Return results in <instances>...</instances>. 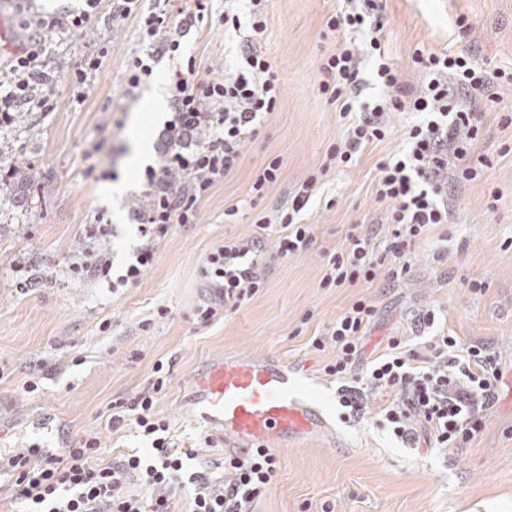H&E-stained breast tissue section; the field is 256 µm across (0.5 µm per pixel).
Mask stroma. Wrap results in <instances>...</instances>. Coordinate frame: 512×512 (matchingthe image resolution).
<instances>
[{
	"mask_svg": "<svg viewBox=\"0 0 512 512\" xmlns=\"http://www.w3.org/2000/svg\"><path fill=\"white\" fill-rule=\"evenodd\" d=\"M385 50L413 85L425 76L412 67L416 50L461 51L479 67L512 72V0H378ZM339 0H267V30L260 40L280 79L274 115L258 138L243 147L237 170L202 204L199 223L174 229L157 263L130 287L111 291L68 270V255L86 224L105 213L112 228L110 251L122 261L136 243L131 207L142 193L131 166L132 135H142L155 162L158 135L168 112H143L154 90H168L176 61L156 62L150 81L125 94L131 51L139 48L134 19H113V0H103L86 32L47 34L42 58L51 106L30 103L0 124V454L32 442L60 448L86 431L100 429L102 458L138 450L134 430L107 428L110 402L143 390L155 361L171 367V382L156 404L180 446H194L206 428L194 405L198 381L213 364L257 356L281 360L307 374L320 390L329 438L314 433L299 447L276 451V473L255 503V512H512V84L496 86L495 101L482 102L477 151L492 165L485 180L456 186L447 226L435 227L413 248L411 268L395 287L359 285L324 289L325 252L345 246L352 225L380 228L386 206L375 195V166L403 143L412 120L395 112L390 138L370 145L353 166L334 167L301 213L315 225L305 254L282 261L270 256L268 283L250 301L205 327L193 313L205 290L200 264L214 244L245 238L257 213L287 205L298 185L316 171L329 144L344 132L335 106L317 95L319 62L336 50L325 31ZM248 0H238L242 26L225 31L219 22L192 28L184 50L201 59L214 77L241 62L251 32ZM465 18L468 29L457 26ZM101 56L88 72L86 96L76 101L75 70ZM117 147L112 156L93 155L99 143ZM280 158L276 182L258 209L237 218L225 210L246 199L266 160ZM15 177H7V167ZM487 284L470 290L471 280ZM375 315L361 339L362 359L385 352L393 337H406L428 354L434 332L448 331L463 344L486 343L502 375L498 402L485 411L480 432L466 448L443 452L405 448L378 424L376 408L389 393L368 396L364 417L340 418L337 384L324 368L333 346L316 350L313 336L357 299ZM171 319L154 320L158 306ZM435 310L434 327L417 331L420 314ZM151 320L149 331L141 323ZM39 377L40 391L23 390Z\"/></svg>",
	"mask_w": 512,
	"mask_h": 512,
	"instance_id": "1",
	"label": "stroma"
}]
</instances>
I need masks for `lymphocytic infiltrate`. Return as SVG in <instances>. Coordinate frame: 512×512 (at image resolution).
<instances>
[{"label":"lymphocytic infiltrate","mask_w":512,"mask_h":512,"mask_svg":"<svg viewBox=\"0 0 512 512\" xmlns=\"http://www.w3.org/2000/svg\"><path fill=\"white\" fill-rule=\"evenodd\" d=\"M262 0H252V35L243 49V65L224 77H201L195 57L182 56L186 28L215 17L225 27L238 28L233 8L212 13L211 0H156L142 10L140 0H121L112 15L136 18L150 51L133 56L125 79L126 96H134L163 57H181L169 87L171 118L161 136L160 159L144 170L146 203L135 210L140 242L122 272H115L106 248L110 233L105 215L87 225L72 250L68 268L77 277L90 276L116 289L137 284L156 262L161 243L178 226L197 223L202 203L214 186L238 168L247 138L257 137L264 119L273 114L280 84L258 38L267 29ZM101 0H85L80 14L44 19L31 4L21 7L24 27L31 29L30 49L17 55L6 78L0 79V113L9 114L29 103L33 81L42 74L43 35L58 28L79 36L98 14ZM376 0H345L326 26L340 42L319 65L318 91L338 110L345 123L342 137L331 143L328 162L351 165L369 144L391 133L389 115L411 111L400 149L376 165V197L388 203L387 241L374 244L364 230L351 231L345 247L328 254L319 282L323 288L371 284L378 278L396 282L410 270L412 246L448 221V187L479 180L489 169L486 156L476 154L481 129L480 99H492L499 77L478 70L467 53L415 55L413 67L426 74L421 89L405 80L386 55L382 25L372 22ZM372 61V76L380 89L364 100L361 64ZM319 174L301 183L290 208L276 211L275 220L259 217V235L228 238L213 246L201 265L206 288L195 321L206 326L223 312L240 308L267 284L266 249L282 260L304 253L314 242V227L298 217L318 190ZM374 315L372 305L356 300L312 345H333L336 359L326 365L336 377L339 405L349 416L363 413L366 394L387 390L392 399L379 411L387 428L404 447L431 444L459 449L480 426L481 412L499 399L500 373L487 344L461 347L457 338L436 335L431 356L390 340L385 353L372 360L364 376H355L358 338ZM144 390L109 405L112 430L132 427L150 445L147 456L130 454L102 464L100 432L90 430L60 452L31 443L9 457L4 467L14 475L16 500L26 512H175L183 493L191 495L190 512H253L255 500L267 490L277 460L266 448L224 458L221 477H212L196 448L176 444L170 423L156 410V396L170 382L163 361H156Z\"/></svg>","instance_id":"1"}]
</instances>
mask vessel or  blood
Instances as JSON below:
<instances>
[{
  "label": "vessel or blood",
  "instance_id": "b4317fda",
  "mask_svg": "<svg viewBox=\"0 0 512 512\" xmlns=\"http://www.w3.org/2000/svg\"><path fill=\"white\" fill-rule=\"evenodd\" d=\"M313 392L269 357L217 363L204 376L201 415L219 428L226 452L291 448L327 424Z\"/></svg>",
  "mask_w": 512,
  "mask_h": 512
}]
</instances>
